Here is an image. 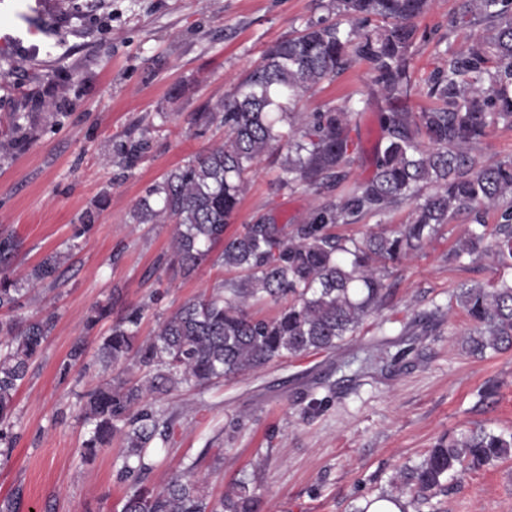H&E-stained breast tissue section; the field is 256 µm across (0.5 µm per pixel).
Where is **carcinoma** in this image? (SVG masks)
I'll use <instances>...</instances> for the list:
<instances>
[{
    "label": "carcinoma",
    "mask_w": 512,
    "mask_h": 512,
    "mask_svg": "<svg viewBox=\"0 0 512 512\" xmlns=\"http://www.w3.org/2000/svg\"><path fill=\"white\" fill-rule=\"evenodd\" d=\"M433 0H331L336 20L308 22L294 37L268 48L224 101L195 113L197 125L224 127V142L193 156L154 184L133 211L136 224H174L167 264L188 277L212 259L239 277L209 296L184 303L158 332L139 343L147 304L112 323L99 346L103 362L139 375L109 381L84 394L88 427L81 457L93 459L121 436L115 481L127 488L119 512H260V495L246 478L234 480L217 499L195 477V465L172 474L160 489L146 486L154 464L150 448L172 437L176 414L162 406L186 385L204 393L228 378L252 373L270 361L330 350L354 336L383 306L390 292L382 264L397 261L432 240L461 213L470 216L467 236L450 257L458 260L485 246L502 274L497 283L455 294L473 329L464 337L472 354L512 348V159L482 164L473 154L499 123L512 125V0H460L453 23L482 34L418 80L411 70L418 20ZM366 66L367 95L312 113L296 105L305 92L353 63ZM422 92L438 106L413 111L407 101ZM379 98L380 137L374 174L348 182L344 167L363 153L352 120ZM279 156L280 182L314 193L342 187L336 202L323 203L295 224L268 215L225 235L244 193V174L264 157ZM157 197L160 204L151 202ZM402 204L408 223L362 240L340 239L338 224L366 215L385 218ZM501 209L488 230L485 214ZM21 242L0 234V464L12 457L19 434L15 400L51 335L55 318L21 320L20 299L57 279L67 256L51 253L24 279L12 276ZM285 301L264 319L249 301ZM72 346L61 377L84 354ZM512 455V433L479 428L439 442L399 475L395 493L421 506L445 489L449 475L477 470Z\"/></svg>",
    "instance_id": "obj_1"
}]
</instances>
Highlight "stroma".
Listing matches in <instances>:
<instances>
[{"label":"stroma","mask_w":512,"mask_h":512,"mask_svg":"<svg viewBox=\"0 0 512 512\" xmlns=\"http://www.w3.org/2000/svg\"><path fill=\"white\" fill-rule=\"evenodd\" d=\"M329 0H0V141L15 118L30 132L21 150L0 151V231L22 249L21 279L47 254L70 253L55 284L26 295L21 318L55 315V327L16 396L20 439L0 466V498L21 489L18 512H110L124 496L113 478L119 445L89 463L80 393L118 377L99 361L112 319L144 301L139 338L162 315L229 273L213 261L190 277L164 262L173 225L137 224L135 203L172 169L223 140L224 129L193 124L277 41L306 22L330 17ZM458 0H435L419 22L415 76L446 48L470 38L451 20ZM354 66L303 96L317 112L366 89ZM145 142L134 161L119 145ZM267 159L248 176L235 221L273 213L297 219L337 200L338 190L292 192ZM95 221L80 226L86 213ZM469 222L459 215L430 242L388 264L391 296L378 318L335 350L276 359L224 380L205 394L181 387L165 404L178 419L155 451L148 484L161 488L194 466L219 497L236 478L258 486L261 512H356L390 491L400 469L420 462L439 440L483 427L512 433V350L470 354L466 313L449 297L499 275L493 257L448 258ZM111 319L88 327L97 304ZM84 358L67 380L59 366L77 340ZM433 512H512V456L449 478Z\"/></svg>","instance_id":"35a3bbf8"}]
</instances>
